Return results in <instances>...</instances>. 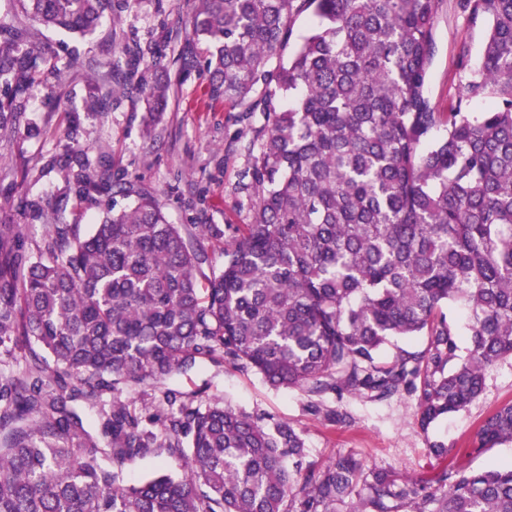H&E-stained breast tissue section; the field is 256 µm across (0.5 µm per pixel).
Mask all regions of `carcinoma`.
Here are the masks:
<instances>
[{
  "label": "carcinoma",
  "instance_id": "obj_1",
  "mask_svg": "<svg viewBox=\"0 0 512 512\" xmlns=\"http://www.w3.org/2000/svg\"><path fill=\"white\" fill-rule=\"evenodd\" d=\"M17 2L81 35L114 6ZM194 2L182 23L207 46V93L264 118L243 185L251 222L216 268L221 231L169 223L150 191L113 182L106 157L78 143L48 158L64 172L54 203L20 202L33 221L55 214L33 261L0 217V512H512V463H453L512 442V403L463 449L429 443L438 467L412 480L349 454L309 461L289 423L165 386L225 361L309 394L406 392L425 432L479 396L486 368L512 357V0H465L488 33L448 114L427 94L441 0ZM26 43L0 19V139L38 71ZM142 59L130 38L107 67L125 84ZM133 89L156 120L168 84L142 75ZM112 96L93 86L91 109ZM111 191L134 206L107 208L86 233L64 220L70 197ZM135 386L158 395L138 406ZM163 453L177 472L125 482L127 463Z\"/></svg>",
  "mask_w": 512,
  "mask_h": 512
}]
</instances>
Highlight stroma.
Here are the masks:
<instances>
[{"instance_id":"stroma-1","label":"stroma","mask_w":512,"mask_h":512,"mask_svg":"<svg viewBox=\"0 0 512 512\" xmlns=\"http://www.w3.org/2000/svg\"><path fill=\"white\" fill-rule=\"evenodd\" d=\"M193 6L194 0H115L114 20L80 37L44 28L22 13L16 0H0V17L12 15L16 26L28 30L30 47L45 53V68L62 71L50 85L43 73L35 74L15 135L0 140V206L24 197L53 199L64 178L44 163L75 140L104 148L114 177L137 181L153 192L170 223L195 231L250 222L251 202L242 186L251 180L263 117L241 119L224 101L207 95V81L197 71H185L183 52L199 57L205 49L185 40L182 20ZM433 32L436 52L427 90L437 111L447 113L470 69L480 63L486 23L473 19L461 0H441ZM130 36L159 57L171 84L168 107L150 126L144 100L133 93L116 94L109 111L87 109L91 85L108 77L109 54H120ZM168 385L201 392L203 398L222 400L249 415L288 422L304 438L309 459L324 462L352 453L367 465L422 478L436 465L428 442L460 451L488 412L512 402V358L489 366L478 398L426 433L417 425L415 399L405 394L375 401L312 396L271 387L252 370L208 361ZM334 407L346 411L349 421L329 424L321 411Z\"/></svg>"}]
</instances>
